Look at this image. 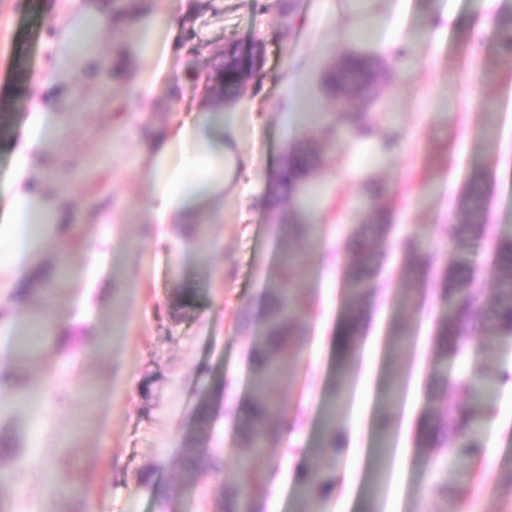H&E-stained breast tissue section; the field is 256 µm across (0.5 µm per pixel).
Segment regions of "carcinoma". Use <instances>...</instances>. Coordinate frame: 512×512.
Returning a JSON list of instances; mask_svg holds the SVG:
<instances>
[{
    "label": "carcinoma",
    "instance_id": "obj_1",
    "mask_svg": "<svg viewBox=\"0 0 512 512\" xmlns=\"http://www.w3.org/2000/svg\"><path fill=\"white\" fill-rule=\"evenodd\" d=\"M219 74L226 96L233 94L244 79L239 59L235 57L224 58ZM375 78L376 66L342 60L332 71V86L341 92L354 88L364 96L372 89ZM314 160L315 156L309 150L292 153L277 175L280 186L289 188L292 186L291 178L300 180L307 176ZM484 203L482 186L476 181L471 182L460 203L465 222L456 225L458 246H465L466 237L482 239L486 236ZM389 231L388 224H371L355 236V246L343 280L346 299L343 347L346 360L355 352L354 335L365 315L364 304L376 292L375 274L368 270L371 257L363 250V237L369 233L375 238H384ZM490 250L499 275V291L490 303L474 289L471 277L464 269L448 270L447 291L448 297L454 300V306L436 337L438 351L434 366L435 374L442 377L444 396L448 391V378L443 376V363L448 351H458L470 325H488L491 336L512 335V238L493 239ZM296 268V254H283L278 273L268 283L269 302L264 312L263 331L251 346L252 396L238 415L235 447L242 474L238 482L222 486L221 512H247V500L256 494L260 486V478L250 463L280 441L286 407L279 401L274 385L288 366L296 364L306 343L301 326L305 302ZM454 387L464 396L465 403L451 410L445 405L440 407L432 415L431 423L424 428V443L429 448L438 449V453L427 461L433 468L447 464L450 447L460 460L472 457L479 448L477 430L480 415L477 405L483 396V388L467 379L456 381ZM340 445L341 433L336 431V417L327 411L319 432L318 460L301 480L303 504L298 512H320L328 489L335 481L334 470L328 465V452ZM221 467V460L212 455H202L193 449L188 454L191 472L217 473Z\"/></svg>",
    "mask_w": 512,
    "mask_h": 512
}]
</instances>
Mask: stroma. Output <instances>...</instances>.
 <instances>
[{"label":"stroma","instance_id":"obj_1","mask_svg":"<svg viewBox=\"0 0 512 512\" xmlns=\"http://www.w3.org/2000/svg\"><path fill=\"white\" fill-rule=\"evenodd\" d=\"M57 0H0V211L15 164L16 142L33 95L51 80L50 25ZM319 0H187L182 39L201 74L217 70L226 50L259 48L261 61L233 94L247 106L240 134L249 163L239 179L247 194L224 201L221 221L203 216L195 234L168 225L160 242L143 208L144 148L176 118L167 106L138 111L125 80L92 63L67 116L59 148L45 155L49 182L65 193L70 247L46 255V275L27 302L0 296L10 322L25 331L32 316L52 310L68 323L65 340L50 338L20 386L41 391L30 410L0 392V507L5 512H220V488L238 480L233 414L251 389L250 346L261 334L265 284L282 249L299 255L309 313L301 360L277 384L291 438L254 463L266 476V512H294L297 473L316 459L320 413L336 403V489L323 512H512V336L474 329L462 353H449L445 373L493 380L480 406V450L468 465L433 472L416 452L437 387L432 362L448 315L449 267L465 259L485 299L497 274L483 241L460 251L450 227L463 223L459 202L470 174L486 177L489 224L512 236V30L485 38L473 26L481 0H409L404 27L448 11L455 23L423 46L429 69L415 81L381 63L370 105L345 98L397 133V153L370 178L381 197L364 204V185L342 179L350 132L336 123L320 143L323 161L309 174L323 202V227L312 240L282 242L278 227L294 218V197L274 188L287 153L306 144L323 113L337 104L321 74L341 59L339 26L316 25ZM309 92L294 114L293 78ZM120 222L121 239L99 262L88 256L104 214ZM385 216L389 237L367 241L379 260V300L355 340L357 358L338 360L332 338L344 312L342 282L354 230ZM417 241L426 274L404 273L407 244ZM100 272L90 305L82 284ZM418 308H402L407 293ZM137 386L128 389L127 376ZM402 396L390 407V448L373 459L379 402L388 381ZM207 406L206 430L197 411ZM412 447L407 462L396 450ZM220 455L217 473L189 474L185 451ZM28 457L20 465V457ZM448 485V500L430 492Z\"/></svg>","mask_w":512,"mask_h":512}]
</instances>
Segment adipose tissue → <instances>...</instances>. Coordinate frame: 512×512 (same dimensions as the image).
I'll return each instance as SVG.
<instances>
[{"mask_svg":"<svg viewBox=\"0 0 512 512\" xmlns=\"http://www.w3.org/2000/svg\"><path fill=\"white\" fill-rule=\"evenodd\" d=\"M404 0H320L323 14L342 23V39L349 58L381 56L401 75L412 77L428 67L420 44L447 30L453 15L439 22L425 21L406 31L400 26ZM110 0H60L53 20L49 100L34 99L24 140L17 150L9 184V212L0 226V291L16 287L41 264L44 254L58 252L64 238L57 230L62 208L58 196L42 186L44 152L63 138L74 90L88 62L103 54L102 36L112 28ZM182 19L176 0H156L153 10L129 16L126 31L113 47L115 65L126 68L128 86L140 111L152 109L155 84L129 72L144 61L163 76L178 45ZM243 112L223 105L176 120L145 151L143 177L145 209L151 223H197L201 214H219L225 197L238 193L237 172L243 161L236 132Z\"/></svg>","mask_w":512,"mask_h":512,"instance_id":"adipose-tissue-1","label":"adipose tissue"}]
</instances>
